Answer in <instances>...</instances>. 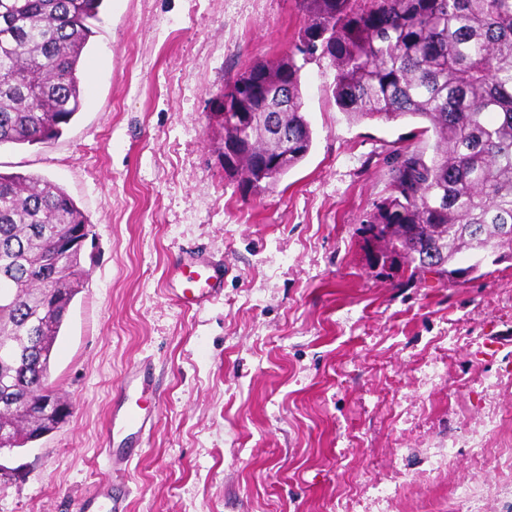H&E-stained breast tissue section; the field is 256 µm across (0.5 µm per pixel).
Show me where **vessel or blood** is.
<instances>
[{"mask_svg": "<svg viewBox=\"0 0 512 512\" xmlns=\"http://www.w3.org/2000/svg\"><path fill=\"white\" fill-rule=\"evenodd\" d=\"M169 276L177 283L173 296L180 305L201 307L218 297L224 282V265L210 257L190 252L175 260ZM144 391L138 374L131 373L123 379L107 425L108 433L133 430L141 435L150 430L152 416L140 403ZM78 512H128V505L120 496H92L79 503Z\"/></svg>", "mask_w": 512, "mask_h": 512, "instance_id": "obj_1", "label": "vessel or blood"}]
</instances>
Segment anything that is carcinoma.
Wrapping results in <instances>:
<instances>
[{
    "label": "carcinoma",
    "mask_w": 512,
    "mask_h": 512,
    "mask_svg": "<svg viewBox=\"0 0 512 512\" xmlns=\"http://www.w3.org/2000/svg\"><path fill=\"white\" fill-rule=\"evenodd\" d=\"M103 0H0V146L57 137L81 108L79 65ZM305 23L288 62L255 65L227 89L224 172L258 193L312 146L302 65L328 60L332 96L353 120L427 122L432 155L398 149L390 194L360 227L382 262L411 275L433 252L439 280L464 251L512 254V0H301ZM242 112H273L283 137ZM276 176L251 178L257 158ZM71 249H57L63 231ZM89 222L36 175L0 172V430L21 448L70 415L45 380L53 347L82 287Z\"/></svg>",
    "instance_id": "obj_1"
}]
</instances>
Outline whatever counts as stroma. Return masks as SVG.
Returning <instances> with one entry per match:
<instances>
[{
  "label": "stroma",
  "instance_id": "stroma-1",
  "mask_svg": "<svg viewBox=\"0 0 512 512\" xmlns=\"http://www.w3.org/2000/svg\"><path fill=\"white\" fill-rule=\"evenodd\" d=\"M297 0H105L61 135L0 146V172L63 188L89 220L83 287L49 381L72 413L0 455V512H74L111 486L113 394L150 368L155 411L120 481L131 512H512V257L451 286L384 274L359 232L421 120H350L334 73L301 71L307 157L256 194L225 173L210 114L225 82L289 53ZM223 260L219 298L180 306L167 271Z\"/></svg>",
  "mask_w": 512,
  "mask_h": 512
}]
</instances>
